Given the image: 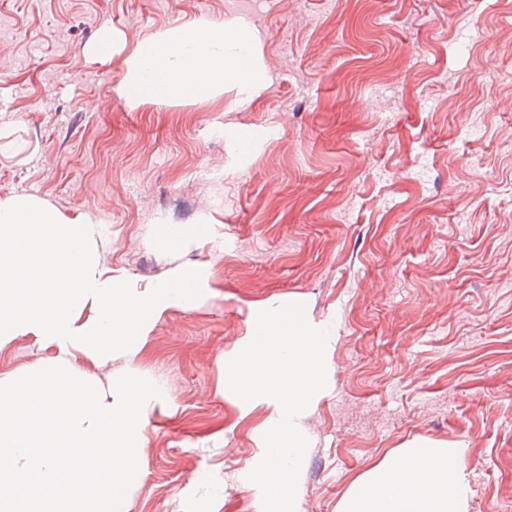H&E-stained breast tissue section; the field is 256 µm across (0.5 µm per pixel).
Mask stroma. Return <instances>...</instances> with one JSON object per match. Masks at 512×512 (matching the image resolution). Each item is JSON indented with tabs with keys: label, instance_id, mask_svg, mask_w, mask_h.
Here are the masks:
<instances>
[{
	"label": "stroma",
	"instance_id": "35a3bbf8",
	"mask_svg": "<svg viewBox=\"0 0 512 512\" xmlns=\"http://www.w3.org/2000/svg\"><path fill=\"white\" fill-rule=\"evenodd\" d=\"M249 25L262 84L136 101L130 59L186 23ZM112 28V54L88 47ZM512 0H0V204L96 223L125 287L195 271L100 380L146 392L130 512H262L273 425L224 389L259 311L336 341L298 419L295 512L426 441L464 451L465 512L512 507ZM256 129L249 143L237 139ZM223 170L205 180L201 172ZM46 354L22 338L0 376Z\"/></svg>",
	"mask_w": 512,
	"mask_h": 512
}]
</instances>
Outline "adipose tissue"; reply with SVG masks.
<instances>
[{"label": "adipose tissue", "instance_id": "1", "mask_svg": "<svg viewBox=\"0 0 512 512\" xmlns=\"http://www.w3.org/2000/svg\"><path fill=\"white\" fill-rule=\"evenodd\" d=\"M262 77L246 25L193 23L143 43L125 89L197 101L228 83L250 95ZM199 300L190 272L125 288L100 264L85 214L30 197L0 206V348L30 337L47 354L37 382L0 377V512H129L128 476L148 422L143 389L100 385L94 371L138 346L167 309ZM470 494L461 449L418 443L355 480L338 512H464Z\"/></svg>", "mask_w": 512, "mask_h": 512}]
</instances>
